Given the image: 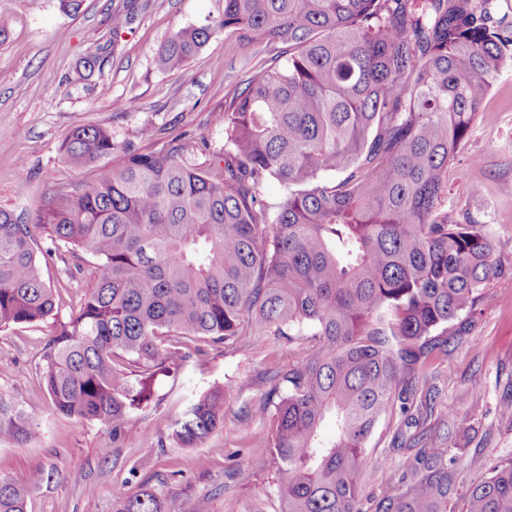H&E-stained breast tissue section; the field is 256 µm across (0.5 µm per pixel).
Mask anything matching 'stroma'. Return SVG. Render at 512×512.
Segmentation results:
<instances>
[{"label":"stroma","instance_id":"obj_1","mask_svg":"<svg viewBox=\"0 0 512 512\" xmlns=\"http://www.w3.org/2000/svg\"><path fill=\"white\" fill-rule=\"evenodd\" d=\"M126 0H83L78 13L60 0H0V208L35 215L52 186H74L109 174L119 158L87 167L71 165L62 146L80 126H101L114 140L139 150L178 142L196 146L193 161L213 165L224 150V113L262 64L282 59L276 40L255 45L231 30L217 31L180 69H155L153 55L173 33L217 21L224 0H138L135 21L113 33L112 14ZM114 43L104 70L76 81L82 59ZM448 204L458 220L488 225L495 256L505 269L486 290L469 335L432 362L438 393L433 412L418 425L378 423L367 442L369 457L388 459L385 470L366 472L362 512H375L386 482L400 481L403 462L421 448L447 450L458 494L487 477V464L512 459V420L498 413L512 395V63H506L483 104L469 139L448 169ZM44 279L60 294V320H69L94 284L90 261L55 248L43 228L33 230ZM52 322L0 330V394L25 401L36 417L35 435L23 444L0 443V478L26 484L36 471L48 482L31 490L26 512H113L122 493H161L166 512H280L275 472H253L248 452L271 432L256 415L267 380L292 358L286 340L259 337L253 349L209 345L176 377L157 382L153 403L133 411L120 464L112 462V436L96 422L60 415L45 387L42 350ZM224 391V424L198 448L180 447L164 418H176L188 399ZM477 391V401L463 399Z\"/></svg>","mask_w":512,"mask_h":512}]
</instances>
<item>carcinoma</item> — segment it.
Segmentation results:
<instances>
[{"label":"carcinoma","instance_id":"1","mask_svg":"<svg viewBox=\"0 0 512 512\" xmlns=\"http://www.w3.org/2000/svg\"><path fill=\"white\" fill-rule=\"evenodd\" d=\"M288 45L224 113L223 176L186 159L188 144L138 152L103 127H78L76 166L124 154L96 181L50 190L38 223L96 259V287L56 324L42 354L57 412L97 422L125 447L158 376L205 355L196 340L243 349L258 336L296 348L270 378L271 435L249 463L275 469L282 512H361V478L387 461L366 444L378 422L431 399V359L447 325L502 272L484 224L448 214V166L501 67L512 61V0H224L217 25L191 26L154 56L162 72L196 57L217 27ZM109 47L77 70L88 80ZM340 178L331 180L329 175ZM287 188L268 203L261 187ZM23 213L0 209V328L53 319ZM316 343L301 348L304 329ZM336 434L324 442L321 423ZM224 424V390L191 401L168 428L183 448ZM34 419L0 395V441L32 438ZM45 481L0 479V512H26ZM448 457L420 452L375 512H512V460L457 500ZM114 512H164L161 493L115 497Z\"/></svg>","mask_w":512,"mask_h":512}]
</instances>
